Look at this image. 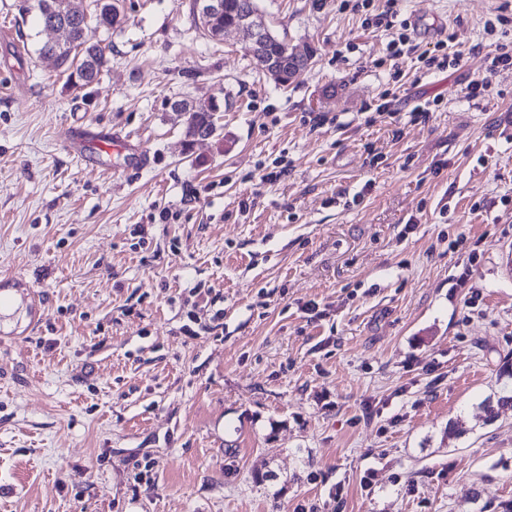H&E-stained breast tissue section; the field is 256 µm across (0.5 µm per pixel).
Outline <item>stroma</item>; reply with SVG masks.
<instances>
[{
  "instance_id": "obj_1",
  "label": "stroma",
  "mask_w": 512,
  "mask_h": 512,
  "mask_svg": "<svg viewBox=\"0 0 512 512\" xmlns=\"http://www.w3.org/2000/svg\"><path fill=\"white\" fill-rule=\"evenodd\" d=\"M36 3L0 0V279L40 307L0 322V512H512V69L462 93L512 0H400L465 60L398 78L387 0H259L313 52L285 86L193 0H121L87 89ZM212 96L187 145L170 100ZM186 102L179 112L186 117L185 137L187 145H194L197 140L219 137L221 127L216 124L215 112H224V102L209 98L199 103Z\"/></svg>"
}]
</instances>
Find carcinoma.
<instances>
[{
  "instance_id": "carcinoma-1",
  "label": "carcinoma",
  "mask_w": 512,
  "mask_h": 512,
  "mask_svg": "<svg viewBox=\"0 0 512 512\" xmlns=\"http://www.w3.org/2000/svg\"><path fill=\"white\" fill-rule=\"evenodd\" d=\"M37 8L44 30L61 31L66 36L62 43H44L39 52L54 56L58 67L68 73L73 85L88 88L99 83L102 73L108 68L109 58L106 48L84 40V30L92 21L107 31L122 26L124 15L119 0H94L91 14L74 4V0H37ZM257 10V0H224V16L218 20V24H233L244 14ZM312 58L313 51L297 53L286 37L275 33L266 44L265 57L250 59V65L259 73L267 62L274 61L279 66L274 81L285 86L299 72L308 68V61ZM181 111L186 117L187 146H193L200 139L220 136L215 113L224 111V104L217 99L210 98L202 103L187 102Z\"/></svg>"
}]
</instances>
